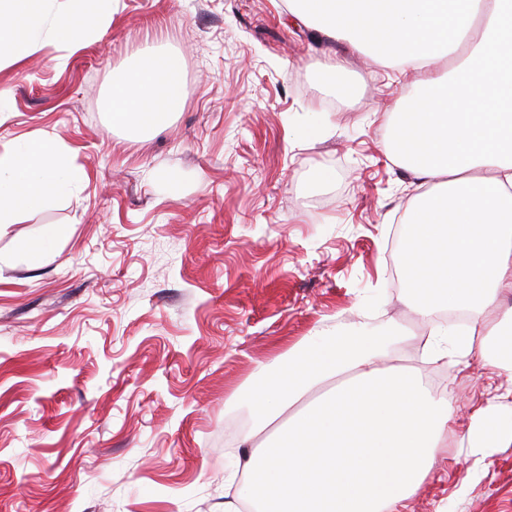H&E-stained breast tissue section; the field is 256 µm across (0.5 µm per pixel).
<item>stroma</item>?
I'll return each instance as SVG.
<instances>
[{
	"label": "stroma",
	"instance_id": "obj_1",
	"mask_svg": "<svg viewBox=\"0 0 512 512\" xmlns=\"http://www.w3.org/2000/svg\"><path fill=\"white\" fill-rule=\"evenodd\" d=\"M148 47L179 56L186 96L132 137L108 92ZM415 79L286 0H115L77 47L0 61V150L49 136L86 174L0 234V512H224L231 396L314 329L361 325L404 334L395 363L456 407L403 512H512V447L461 445L506 372L429 362L391 272L422 188L377 114ZM52 224L67 235L30 261Z\"/></svg>",
	"mask_w": 512,
	"mask_h": 512
}]
</instances>
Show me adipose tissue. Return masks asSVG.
<instances>
[{"label": "adipose tissue", "instance_id": "1", "mask_svg": "<svg viewBox=\"0 0 512 512\" xmlns=\"http://www.w3.org/2000/svg\"><path fill=\"white\" fill-rule=\"evenodd\" d=\"M0 0V57L21 61L43 35L70 47L98 31L112 0ZM334 38L419 74L383 115L393 159L428 187L400 244L407 305L421 320L468 312L472 325L428 340L433 360L471 356L512 373V0H288ZM177 55L145 53L112 82L114 127L139 134L185 97ZM47 137L0 153V233L15 214L84 182ZM395 337L322 330L261 370L241 394L242 487L228 512H402L448 445L453 403L421 372L390 364ZM512 381L478 406L463 438L476 453L512 446Z\"/></svg>", "mask_w": 512, "mask_h": 512}]
</instances>
